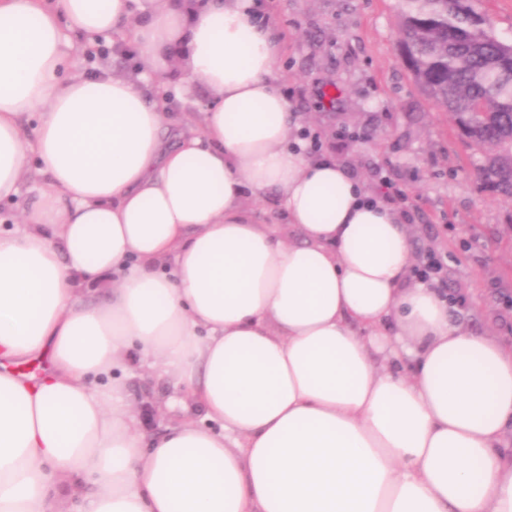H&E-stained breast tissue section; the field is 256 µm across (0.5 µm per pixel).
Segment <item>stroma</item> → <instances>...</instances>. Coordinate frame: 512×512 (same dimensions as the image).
<instances>
[{"label":"stroma","instance_id":"35a3bbf8","mask_svg":"<svg viewBox=\"0 0 512 512\" xmlns=\"http://www.w3.org/2000/svg\"><path fill=\"white\" fill-rule=\"evenodd\" d=\"M281 31L283 92L323 154L346 161L365 186L390 177L405 199L415 258H444V288L458 323L512 345V200L484 190L472 170L478 151L419 89L398 50L395 0H263ZM129 70L134 56L111 43L80 50L72 68ZM133 397L150 396L146 424L178 419L159 372L131 373Z\"/></svg>","mask_w":512,"mask_h":512}]
</instances>
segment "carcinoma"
Returning a JSON list of instances; mask_svg holds the SVG:
<instances>
[{
  "mask_svg": "<svg viewBox=\"0 0 512 512\" xmlns=\"http://www.w3.org/2000/svg\"><path fill=\"white\" fill-rule=\"evenodd\" d=\"M401 49L414 82L485 152L480 168L512 197V43L478 0H397Z\"/></svg>",
  "mask_w": 512,
  "mask_h": 512,
  "instance_id": "obj_1",
  "label": "carcinoma"
}]
</instances>
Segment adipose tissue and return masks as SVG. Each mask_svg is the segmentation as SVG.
<instances>
[{
	"instance_id": "obj_1",
	"label": "adipose tissue",
	"mask_w": 512,
	"mask_h": 512,
	"mask_svg": "<svg viewBox=\"0 0 512 512\" xmlns=\"http://www.w3.org/2000/svg\"><path fill=\"white\" fill-rule=\"evenodd\" d=\"M261 9L0 0V202L41 185L0 230V512H512V347L310 152ZM102 36L136 67L67 73ZM134 365L196 415L148 430Z\"/></svg>"
}]
</instances>
